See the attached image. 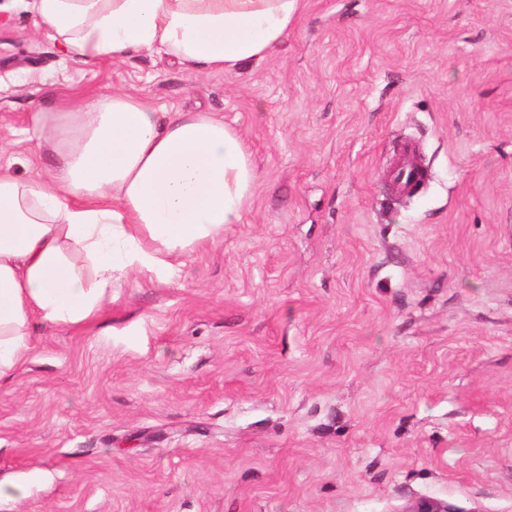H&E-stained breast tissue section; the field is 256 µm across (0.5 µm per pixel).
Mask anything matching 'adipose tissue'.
<instances>
[{"instance_id":"adipose-tissue-1","label":"adipose tissue","mask_w":512,"mask_h":512,"mask_svg":"<svg viewBox=\"0 0 512 512\" xmlns=\"http://www.w3.org/2000/svg\"><path fill=\"white\" fill-rule=\"evenodd\" d=\"M303 0H32L68 55L145 52L235 74L288 37ZM53 160L20 179L0 168V378L32 353V324L79 326L128 273L165 278L243 221L256 180L240 131L212 112H161L112 95L36 112Z\"/></svg>"}]
</instances>
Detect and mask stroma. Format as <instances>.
I'll return each instance as SVG.
<instances>
[{
	"label": "stroma",
	"instance_id": "1",
	"mask_svg": "<svg viewBox=\"0 0 512 512\" xmlns=\"http://www.w3.org/2000/svg\"><path fill=\"white\" fill-rule=\"evenodd\" d=\"M117 90L223 116L257 178L167 280L34 327L0 512H512V0H303L236 74L85 63L0 0V165L46 164L33 112Z\"/></svg>",
	"mask_w": 512,
	"mask_h": 512
}]
</instances>
